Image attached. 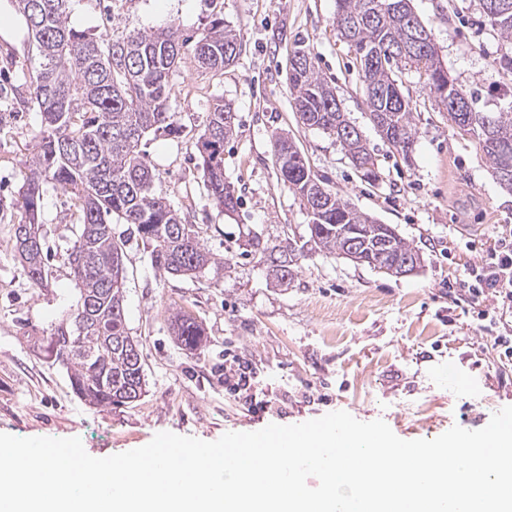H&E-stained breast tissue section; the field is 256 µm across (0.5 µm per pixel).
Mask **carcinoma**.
<instances>
[{"mask_svg":"<svg viewBox=\"0 0 512 512\" xmlns=\"http://www.w3.org/2000/svg\"><path fill=\"white\" fill-rule=\"evenodd\" d=\"M39 28H28L40 58L30 77L31 99L42 112L37 151L23 174L24 219L14 225V248L28 279L49 286L50 273L40 221L44 186L51 184L74 200L79 232L67 249V260L79 293L76 309L51 328L48 336H30L38 353L66 369L76 396L94 406L129 403L134 384L144 382L140 353L115 343L128 335L124 306L123 241L112 231V216L135 227L150 248L154 266L172 276L195 277L212 262L194 225L187 224L166 198L150 190L151 170L139 151L143 135L154 130L182 133L169 111L171 80L180 59L177 29L130 34L120 41L100 42L70 25V0H40ZM507 11H483L502 42L512 45V0ZM390 3L403 7L391 10ZM336 28L360 60V79L374 123L392 131L388 143L410 160L417 131L412 107L392 77L393 68L424 70L431 92L444 107L465 93L439 60L434 42L416 44L414 30H426L403 0H336ZM242 44L224 21L215 20L195 44L197 61L219 70L236 60ZM290 74L301 122L338 136L356 168L378 180L375 160L361 135L339 137L349 125L336 105V95L321 78L312 54ZM470 102L468 133L492 173L512 167V112H482ZM235 112L218 100L207 114L195 147L202 158L204 184L220 211L235 209L238 198L224 182V141L233 136ZM280 179L313 213L311 248L344 257L350 233L360 232L362 254L374 252L375 219L358 211L314 174L292 143L274 141ZM254 252L296 270L304 246L291 238L270 246L253 239ZM393 257H412L419 250L399 234L390 240ZM171 322L178 344L192 352L203 347L204 328L177 312ZM68 337L61 342L54 337Z\"/></svg>","mask_w":512,"mask_h":512,"instance_id":"obj_1","label":"carcinoma"}]
</instances>
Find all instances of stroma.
I'll return each instance as SVG.
<instances>
[{"label":"stroma","mask_w":512,"mask_h":512,"mask_svg":"<svg viewBox=\"0 0 512 512\" xmlns=\"http://www.w3.org/2000/svg\"><path fill=\"white\" fill-rule=\"evenodd\" d=\"M431 31L439 59L485 112H512L506 47L478 0H410ZM71 23L120 40L138 31L178 28L183 46L169 108L180 135L146 133L140 143L152 190L195 225L214 261L199 276L159 271L131 225L122 238L127 329L142 354L146 393L132 405L99 407L73 393L67 374L29 348L77 302L65 259L77 231L68 195L46 186L41 211L51 268L49 287L27 278L13 250L22 218L19 189L41 128L30 100L37 51L14 0H0V433L80 438L103 458L149 443L160 432L214 441L228 432L292 425L343 410L383 420L404 440L432 439L452 426L485 427L512 406V362L491 347L496 333L471 300L449 295L466 278L498 225H512V193L490 173L484 154L436 102L420 70L395 71L413 106L417 142L410 160L374 126L358 79L360 63L336 28L335 0H71ZM242 43L221 71L199 68L194 44L213 19ZM316 67L374 156L379 179H364L335 135L302 125L289 74L296 52ZM230 103L235 132L224 144V179L238 204L219 213L207 195L193 147L215 102ZM292 140L329 188L419 250L411 276L394 277L347 259L309 251L288 286H279L251 241H307L312 217L283 184L275 137ZM195 317L207 334L191 353L173 338L170 317ZM249 361L267 409L250 406L224 383L225 351Z\"/></svg>","instance_id":"1"}]
</instances>
